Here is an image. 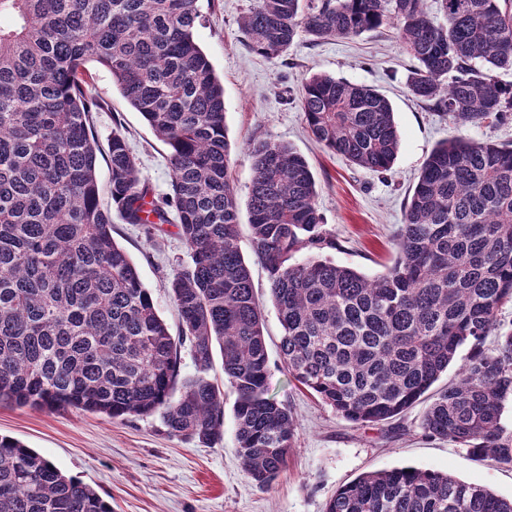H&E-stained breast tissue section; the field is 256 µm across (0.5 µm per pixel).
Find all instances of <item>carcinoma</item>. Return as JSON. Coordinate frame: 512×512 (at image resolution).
Returning a JSON list of instances; mask_svg holds the SVG:
<instances>
[{"mask_svg":"<svg viewBox=\"0 0 512 512\" xmlns=\"http://www.w3.org/2000/svg\"><path fill=\"white\" fill-rule=\"evenodd\" d=\"M252 0L240 18L249 47L286 53L311 41L389 25L412 65V96L461 129L512 119V0ZM199 0H0V405L76 409L128 419L159 415L173 437L223 436L220 356L236 394L243 473L270 486L294 448L296 422L269 394L263 312L238 246V202L224 87L196 39ZM169 147L171 194L156 201L121 131L108 140L111 205L100 200L88 64ZM300 109L314 139L353 165L391 169L400 134L372 86L316 73ZM248 207L254 252L283 327L280 361L300 386L351 423L395 419L470 346L457 379L435 394L422 429L480 460L512 468V145L456 136L426 159L395 239L370 278L322 257L330 240L306 158L290 145L251 148ZM165 226L190 261L168 282L173 338L112 214ZM497 343L485 347L491 333ZM195 371L181 375V347ZM0 512H112L89 485L17 439L0 435ZM325 512H512L505 499L445 472H368L339 487Z\"/></svg>","mask_w":512,"mask_h":512,"instance_id":"carcinoma-1","label":"carcinoma"}]
</instances>
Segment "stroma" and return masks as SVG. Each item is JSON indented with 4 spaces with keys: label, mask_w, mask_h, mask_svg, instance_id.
Listing matches in <instances>:
<instances>
[{
    "label": "stroma",
    "mask_w": 512,
    "mask_h": 512,
    "mask_svg": "<svg viewBox=\"0 0 512 512\" xmlns=\"http://www.w3.org/2000/svg\"><path fill=\"white\" fill-rule=\"evenodd\" d=\"M199 4L196 38L224 83L239 245L263 306L270 391L290 406L296 420L287 466L265 490L245 477L236 452L235 394L229 388L224 391L223 437L208 447L169 436L156 415L121 420L75 409L0 406V434L17 438L94 488L111 502L113 512H324L336 489L360 474L405 466L446 472L512 498V469L475 461L467 448L425 436L421 422L427 400L389 424H354L289 378L278 353L283 331L269 299L267 273L253 251L247 209L253 177L250 146L262 140L292 145L310 165L323 230L336 242L328 257L373 277L395 258L393 240L403 222L404 203L437 144L459 133L475 142L508 144L512 121L459 131L448 116L412 97L406 87L410 60L392 29L318 44L301 34L287 54L265 58L250 50L239 25L249 0ZM91 71L106 103L92 114L94 135L104 145L113 129H121L154 195L169 196L167 146L122 97L106 69L95 65ZM313 72L373 86L390 101L401 144L389 171L377 174L354 166L310 137L299 97L303 79ZM112 236L136 263L171 334H178L167 278L189 260L181 240L173 234L155 238L145 226L118 219Z\"/></svg>",
    "instance_id": "1"
}]
</instances>
